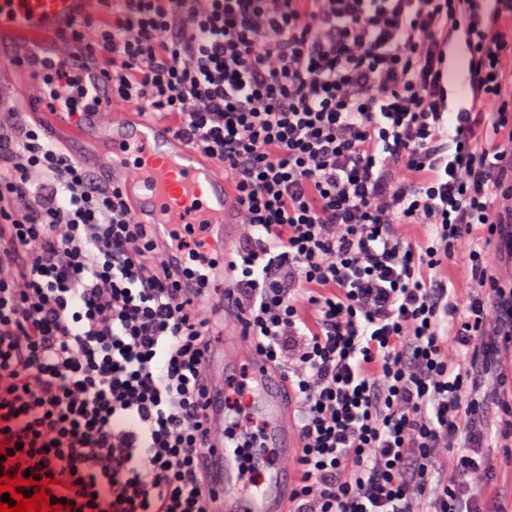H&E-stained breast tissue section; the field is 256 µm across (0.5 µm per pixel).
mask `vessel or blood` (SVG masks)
Masks as SVG:
<instances>
[{"label": "vessel or blood", "mask_w": 512, "mask_h": 512, "mask_svg": "<svg viewBox=\"0 0 512 512\" xmlns=\"http://www.w3.org/2000/svg\"><path fill=\"white\" fill-rule=\"evenodd\" d=\"M102 0H0V63L23 71L29 82L30 112L54 106L56 118L76 128L80 138L99 147L98 154L77 153L78 161L117 184L136 222L155 227V240L168 259L181 263L172 248L178 226L189 225L192 241L205 245L221 261H230L240 222L241 204L220 164L189 145L168 123L137 112L112 111L111 86L84 43L73 40L78 23L93 17ZM74 67L87 92L83 112L52 104L47 77L59 65ZM187 290L206 300L230 294V278L203 269ZM245 311L225 306L224 334L249 364L250 408L262 419L261 443L292 458L301 440L280 372L256 350L246 331ZM208 492L214 512H286L288 489L277 467L254 483L232 440L218 441L208 463Z\"/></svg>", "instance_id": "b4317fda"}]
</instances>
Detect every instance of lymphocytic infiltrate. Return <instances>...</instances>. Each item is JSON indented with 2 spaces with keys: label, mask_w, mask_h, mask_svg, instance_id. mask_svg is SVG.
<instances>
[{
  "label": "lymphocytic infiltrate",
  "mask_w": 512,
  "mask_h": 512,
  "mask_svg": "<svg viewBox=\"0 0 512 512\" xmlns=\"http://www.w3.org/2000/svg\"><path fill=\"white\" fill-rule=\"evenodd\" d=\"M74 35L112 110L166 120L241 199L229 301L297 403L289 512H485L512 464V288L483 249L512 214V0H126ZM460 254L463 296L438 277ZM195 275L0 118V474L24 497L208 512L207 443L240 426L203 414L227 300L193 304Z\"/></svg>",
  "instance_id": "1"
}]
</instances>
